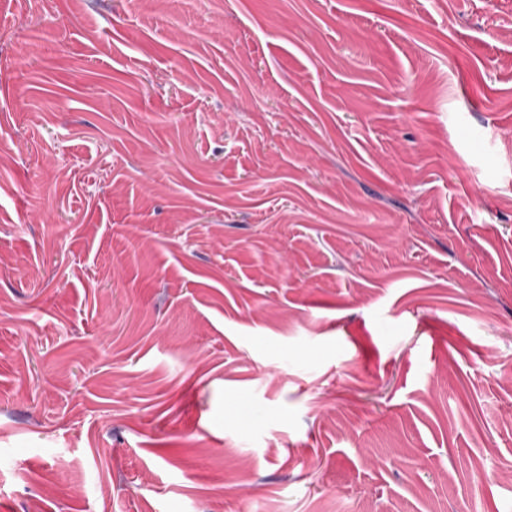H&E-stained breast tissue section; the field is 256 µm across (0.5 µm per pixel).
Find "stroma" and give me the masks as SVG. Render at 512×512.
<instances>
[{
	"label": "stroma",
	"mask_w": 512,
	"mask_h": 512,
	"mask_svg": "<svg viewBox=\"0 0 512 512\" xmlns=\"http://www.w3.org/2000/svg\"><path fill=\"white\" fill-rule=\"evenodd\" d=\"M0 512H512V0H0Z\"/></svg>",
	"instance_id": "35a3bbf8"
}]
</instances>
